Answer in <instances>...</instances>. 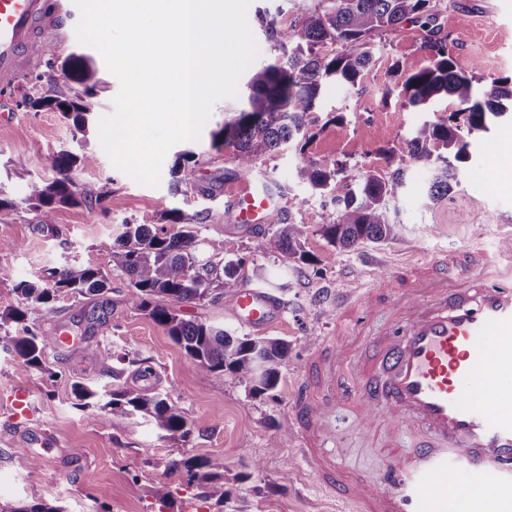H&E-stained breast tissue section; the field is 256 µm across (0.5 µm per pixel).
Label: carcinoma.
Masks as SVG:
<instances>
[{"label":"carcinoma","instance_id":"1","mask_svg":"<svg viewBox=\"0 0 512 512\" xmlns=\"http://www.w3.org/2000/svg\"><path fill=\"white\" fill-rule=\"evenodd\" d=\"M432 0H327L323 9L306 13L291 31L279 28L275 18L259 15L266 39L278 55L274 61L249 74L245 86V106L224 120L212 133L213 147L232 150L239 167L251 171L266 156L281 147H299L297 176L313 189L325 192L347 173V162L336 159L320 163L305 156L312 138L310 116L319 110L326 86L332 82L354 87L371 66L373 38L400 25L434 18ZM448 36L441 29H428L422 43L427 64L416 72L401 73L404 104L426 107L444 95L457 109L437 121L424 122L383 150L380 172L362 175L354 188L336 199L325 212L321 232L329 243L353 249L366 242L395 239L397 224L391 219L390 201L403 183L412 161L434 160L435 175L430 195L440 198L453 189V162L470 158L467 136L508 113L512 102V77L494 78L485 90L471 73L458 67L448 52ZM338 44L341 50H328ZM56 51L47 47L27 70L38 75L44 66L54 64ZM66 80L81 87L70 97L23 95L22 106L35 111L58 112L72 121L82 134L89 132L97 112L93 90L97 71L82 55L71 54L60 64ZM444 148L454 161L436 153ZM91 152L80 154L60 150L49 156L54 173L48 181L28 184L25 201L36 211L40 223L51 224L62 205L101 204L102 190L92 182H79L75 171L95 166ZM198 218L181 209L165 210L155 224H125L117 245L112 247L111 269L61 266L48 270L39 282L22 280L15 285L16 307L0 311V332L4 333L26 369H46L44 356L54 344L46 332H36L27 324L29 310L49 307L57 293L81 297L98 296L109 290L112 271H120L129 281V302L157 324L177 343L198 367L207 371H229L253 382L252 390L273 389L288 354V344L280 341L234 336L222 326L198 319H185L178 306L205 300L216 302L240 287V262L222 259L202 260L198 256ZM307 225L294 222L287 210L272 213L264 230L263 253L276 259L308 261L304 250ZM73 393L79 407L91 421L123 423L136 412L149 415L156 426L170 434L189 433L188 414L169 404L168 397L149 394L137 386L108 393L109 400L91 403L99 392L76 382ZM169 468L185 471L207 483V496L224 502V459L190 457L174 460ZM0 512H60L49 504L18 505L0 501Z\"/></svg>","mask_w":512,"mask_h":512}]
</instances>
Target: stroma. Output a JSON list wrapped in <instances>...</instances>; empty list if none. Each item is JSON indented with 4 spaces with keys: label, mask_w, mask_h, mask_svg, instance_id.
Segmentation results:
<instances>
[{
    "label": "stroma",
    "mask_w": 512,
    "mask_h": 512,
    "mask_svg": "<svg viewBox=\"0 0 512 512\" xmlns=\"http://www.w3.org/2000/svg\"><path fill=\"white\" fill-rule=\"evenodd\" d=\"M436 24L448 34V47L459 66L473 71L482 86L491 78L512 76V0H433ZM320 0H251L247 18L260 55L257 65L271 62L275 50L265 38L259 10L276 16L279 25L294 24L317 8ZM78 9L67 24L46 36L59 57L77 53L97 70L98 115L112 112L119 89L101 55L80 44L75 26ZM426 31L407 22L377 37L375 64L359 84L330 85L321 110L314 115L313 137L304 152L284 146L267 157L260 170L238 169L231 149H214L211 132L226 113L243 107V98L219 101L199 140L190 147L197 166L174 171V153H167L158 187L137 184L111 164L97 135L81 138L56 112H33L21 106L22 95L69 94L60 70L38 81L16 82L0 90V196L13 201L0 212V240L16 242L15 252L0 255L7 273L0 277V310L17 305L18 281H35L62 265L108 266L122 225L156 223L160 212L179 208L199 212V254L215 260L238 259L243 285L265 289L280 299L277 320L262 331L265 339L287 343L288 355L279 383L264 394L227 372L200 369L167 335L164 328L128 302V279L113 272L109 290L100 296L58 294L52 310L32 309L31 325L50 333L65 330L72 347L46 353V367L26 371L9 342L0 339V500L47 502L62 512H360L357 504L340 505L333 489L323 486L303 463L293 422L294 394L303 379L317 339L332 329L329 306L319 298L331 291L355 288L366 293L405 264L443 251L479 244L493 248L512 236V118L487 132L470 135V160L460 165L457 183L442 198L428 196L434 176L430 161H414L391 201L398 225L394 240L366 243L347 251L330 245L319 229L326 197L312 194L296 176L301 156L320 162L348 161L346 180L333 189L345 195L365 172L381 168L380 154L398 137L424 121L437 120L403 103L393 67L414 72L426 65L420 45ZM346 117L345 125L334 115ZM87 148L93 168L77 172L105 193L96 207L61 206L50 224L40 223L25 201L27 185L48 180V158L61 148ZM268 184L284 196L294 221L307 224L309 263L284 261L260 251L258 232L228 223L224 189L227 183ZM208 183L209 199L193 187ZM106 392L135 385L168 395L191 419L187 437L159 430L153 419L134 415L119 426L86 420L75 408L74 382ZM356 382L344 376L336 384L340 399L333 413L334 440L327 449L341 466L378 484L389 463L395 436L388 419L376 413L371 426L356 431L352 395ZM27 395L28 415L16 416L13 401ZM218 456L224 460V500L207 499L205 482L170 472V461ZM173 486L166 506L156 504L157 483Z\"/></svg>",
    "instance_id": "1"
}]
</instances>
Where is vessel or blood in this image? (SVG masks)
Listing matches in <instances>:
<instances>
[{
	"instance_id": "obj_1",
	"label": "vessel or blood",
	"mask_w": 512,
	"mask_h": 512,
	"mask_svg": "<svg viewBox=\"0 0 512 512\" xmlns=\"http://www.w3.org/2000/svg\"><path fill=\"white\" fill-rule=\"evenodd\" d=\"M64 14L62 0H0V76L25 70L41 51V34L61 28ZM225 194L229 218L247 229L262 228L279 207L268 187L231 183ZM400 276L402 288L387 281L365 295L337 294L334 343L313 357L296 394L301 453L322 483L362 512H455L462 492L469 512H512V247L435 255ZM280 311L270 293L245 286L231 305L232 317L254 329ZM384 311L390 320L370 341L372 360L353 362V337ZM344 371L361 387L357 419L386 411L413 434V450H394L376 486L322 448ZM477 481L487 492L471 493Z\"/></svg>"
}]
</instances>
